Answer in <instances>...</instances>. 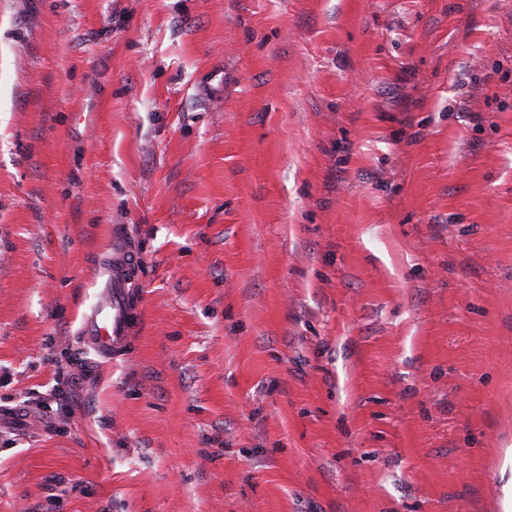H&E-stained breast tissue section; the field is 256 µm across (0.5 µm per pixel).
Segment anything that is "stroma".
<instances>
[{"label":"stroma","mask_w":512,"mask_h":512,"mask_svg":"<svg viewBox=\"0 0 512 512\" xmlns=\"http://www.w3.org/2000/svg\"><path fill=\"white\" fill-rule=\"evenodd\" d=\"M511 482L512 0H0V512ZM139 266V255L117 226L111 256L100 274L99 300L84 315L81 330L84 342L103 356L120 346L132 330L130 299L138 285Z\"/></svg>","instance_id":"35a3bbf8"}]
</instances>
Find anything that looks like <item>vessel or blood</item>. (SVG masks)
I'll return each mask as SVG.
<instances>
[{
  "label": "vessel or blood",
  "instance_id": "1",
  "mask_svg": "<svg viewBox=\"0 0 512 512\" xmlns=\"http://www.w3.org/2000/svg\"><path fill=\"white\" fill-rule=\"evenodd\" d=\"M140 257L124 230L112 237V253L101 271L98 301L91 306L82 322V338L101 355H109L120 346L132 330L130 299L138 285Z\"/></svg>",
  "mask_w": 512,
  "mask_h": 512
}]
</instances>
